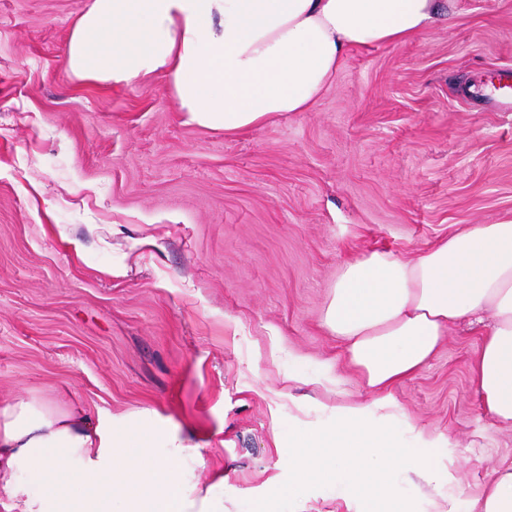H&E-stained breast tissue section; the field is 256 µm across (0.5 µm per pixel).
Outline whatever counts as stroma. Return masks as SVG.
Wrapping results in <instances>:
<instances>
[{
  "label": "stroma",
  "instance_id": "1",
  "mask_svg": "<svg viewBox=\"0 0 512 512\" xmlns=\"http://www.w3.org/2000/svg\"><path fill=\"white\" fill-rule=\"evenodd\" d=\"M84 3L0 0V404L135 414L160 459L178 433L224 512H356L286 464L289 429L370 398L321 310L352 258L512 220V108L481 93L512 66V0H450L417 38L350 52L311 111L234 136L184 124L164 77L74 78ZM488 327L455 325L392 389L398 439L443 437L457 469L436 491L391 472L413 512H469L512 463L471 380Z\"/></svg>",
  "mask_w": 512,
  "mask_h": 512
}]
</instances>
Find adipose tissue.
Segmentation results:
<instances>
[{"mask_svg": "<svg viewBox=\"0 0 512 512\" xmlns=\"http://www.w3.org/2000/svg\"><path fill=\"white\" fill-rule=\"evenodd\" d=\"M447 12L448 0H88L66 64L77 78L116 86L164 76L185 124L233 135L310 111L349 51L407 42ZM484 314L493 323L473 383L493 422L512 426V220L470 225L410 260L373 251L346 262L321 319L373 396L289 434V468L339 481L361 512L389 494L385 466L452 484L454 467L433 454L439 438L420 430L416 447L397 440L391 387L422 370L454 324ZM168 446L157 460L128 424L15 398L0 405V512H113L118 494L138 512H224L210 495H189V479L176 477L186 448L175 435ZM331 457L338 469L327 468ZM470 512H512V465L495 469Z\"/></svg>", "mask_w": 512, "mask_h": 512, "instance_id": "ef3b65f1", "label": "adipose tissue"}]
</instances>
